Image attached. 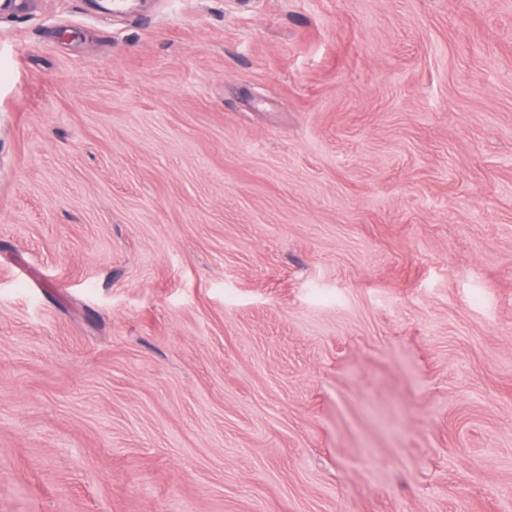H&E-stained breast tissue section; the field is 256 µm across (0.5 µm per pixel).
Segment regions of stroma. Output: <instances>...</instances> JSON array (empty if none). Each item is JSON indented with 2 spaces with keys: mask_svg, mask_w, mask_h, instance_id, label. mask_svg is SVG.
I'll return each mask as SVG.
<instances>
[{
  "mask_svg": "<svg viewBox=\"0 0 512 512\" xmlns=\"http://www.w3.org/2000/svg\"><path fill=\"white\" fill-rule=\"evenodd\" d=\"M0 512H512V0L0 11Z\"/></svg>",
  "mask_w": 512,
  "mask_h": 512,
  "instance_id": "stroma-1",
  "label": "stroma"
}]
</instances>
